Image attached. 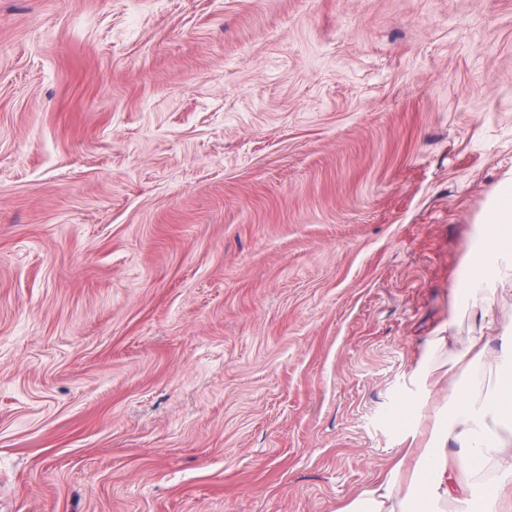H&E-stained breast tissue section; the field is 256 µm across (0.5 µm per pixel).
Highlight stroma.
Masks as SVG:
<instances>
[{"instance_id":"stroma-1","label":"stroma","mask_w":512,"mask_h":512,"mask_svg":"<svg viewBox=\"0 0 512 512\" xmlns=\"http://www.w3.org/2000/svg\"><path fill=\"white\" fill-rule=\"evenodd\" d=\"M512 170V0H0V512H335Z\"/></svg>"}]
</instances>
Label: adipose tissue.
I'll list each match as a JSON object with an SVG mask.
<instances>
[{
    "label": "adipose tissue",
    "mask_w": 512,
    "mask_h": 512,
    "mask_svg": "<svg viewBox=\"0 0 512 512\" xmlns=\"http://www.w3.org/2000/svg\"><path fill=\"white\" fill-rule=\"evenodd\" d=\"M479 224L480 244L466 255L464 271L484 331L453 354L445 332L429 340L420 367L446 385L426 414H414L409 446L392 467L336 512H430V504L465 500L457 472L476 477L488 467L496 477L467 512H503L512 486V438L503 432L512 425V398L501 375L512 364V318L503 315L497 282L512 270V172L490 194ZM464 374L470 380L462 387L454 378Z\"/></svg>",
    "instance_id": "ef3b65f1"
}]
</instances>
